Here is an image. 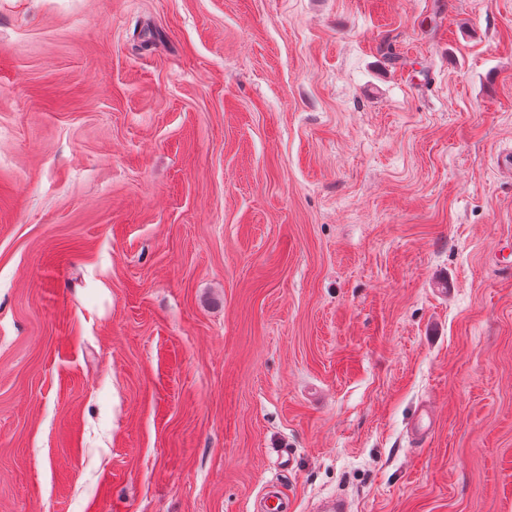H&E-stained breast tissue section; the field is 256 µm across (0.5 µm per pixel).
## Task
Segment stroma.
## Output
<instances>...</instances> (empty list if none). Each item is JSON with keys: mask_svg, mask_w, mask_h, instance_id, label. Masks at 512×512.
Segmentation results:
<instances>
[{"mask_svg": "<svg viewBox=\"0 0 512 512\" xmlns=\"http://www.w3.org/2000/svg\"><path fill=\"white\" fill-rule=\"evenodd\" d=\"M508 152L512 0H0V512H512ZM256 508L258 512H288V502L276 486L267 485Z\"/></svg>", "mask_w": 512, "mask_h": 512, "instance_id": "obj_1", "label": "stroma"}]
</instances>
